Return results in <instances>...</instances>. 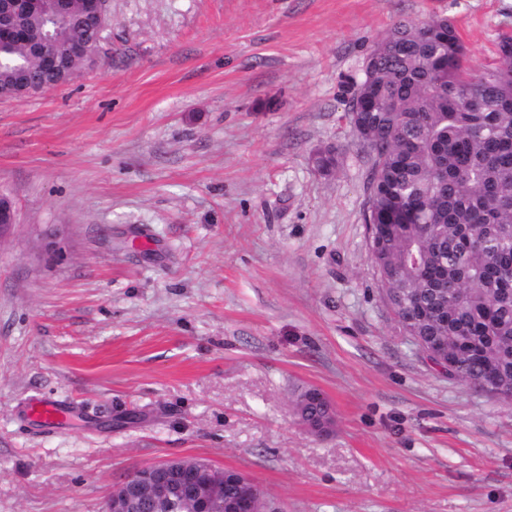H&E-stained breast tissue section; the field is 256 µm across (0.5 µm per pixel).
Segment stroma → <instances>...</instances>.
<instances>
[{"instance_id": "obj_1", "label": "stroma", "mask_w": 512, "mask_h": 512, "mask_svg": "<svg viewBox=\"0 0 512 512\" xmlns=\"http://www.w3.org/2000/svg\"><path fill=\"white\" fill-rule=\"evenodd\" d=\"M435 15L476 69L512 32V0H109L94 69L0 100V512H104L171 457L276 512H512V406L383 302L346 116L374 42ZM31 397L83 412L47 433ZM303 419L319 422L333 414V408L322 392L310 388L300 394Z\"/></svg>"}]
</instances>
